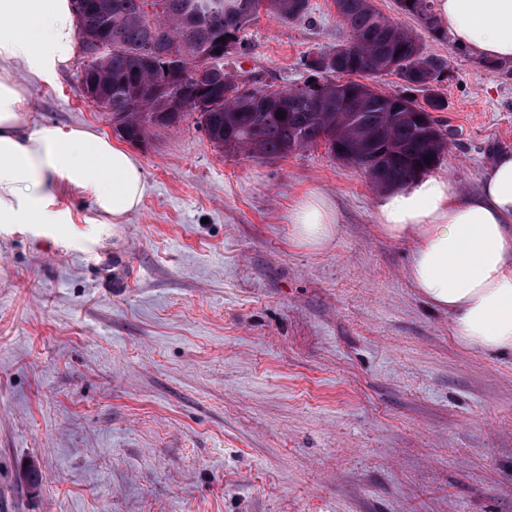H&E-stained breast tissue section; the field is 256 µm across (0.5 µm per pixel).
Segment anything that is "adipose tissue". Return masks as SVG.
Returning <instances> with one entry per match:
<instances>
[{"label": "adipose tissue", "mask_w": 512, "mask_h": 512, "mask_svg": "<svg viewBox=\"0 0 512 512\" xmlns=\"http://www.w3.org/2000/svg\"><path fill=\"white\" fill-rule=\"evenodd\" d=\"M439 23L482 61L512 64V0H436ZM71 0H0V224H69L64 192L88 198L101 224L137 212L148 184L138 157L83 127L48 128L24 112L16 77L50 81L76 56ZM379 230L409 241L407 276L453 334L488 355H512V151L492 154L471 190L437 173L377 197ZM294 240L315 251L334 240L337 213L321 194L289 216Z\"/></svg>", "instance_id": "adipose-tissue-1"}]
</instances>
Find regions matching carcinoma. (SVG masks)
I'll return each instance as SVG.
<instances>
[{"label":"carcinoma","mask_w":512,"mask_h":512,"mask_svg":"<svg viewBox=\"0 0 512 512\" xmlns=\"http://www.w3.org/2000/svg\"><path fill=\"white\" fill-rule=\"evenodd\" d=\"M84 79L94 84L121 137L133 142L153 127L189 119L224 154L277 160L323 145L349 158L378 188L407 185L435 168L448 144L434 116L447 108L439 92L448 65L425 53L420 36L380 13L372 0H335L354 42L306 57L314 78L304 87L241 86L224 71V56L260 13L288 24L307 16L308 0H73ZM434 37L435 0H398ZM111 41L99 53L100 39ZM200 69L214 75L208 109L168 112L164 95H190ZM395 74L406 90L383 91L361 82ZM284 114L281 119L278 114Z\"/></svg>","instance_id":"cac0c4a2"}]
</instances>
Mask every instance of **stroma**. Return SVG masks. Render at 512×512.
Listing matches in <instances>:
<instances>
[{
	"instance_id": "obj_1",
	"label": "stroma",
	"mask_w": 512,
	"mask_h": 512,
	"mask_svg": "<svg viewBox=\"0 0 512 512\" xmlns=\"http://www.w3.org/2000/svg\"><path fill=\"white\" fill-rule=\"evenodd\" d=\"M242 39L225 70L282 89L348 32L309 0ZM423 45L448 63L437 170L474 188L512 149V68ZM80 70L26 81V112L115 136ZM132 150L149 190L126 223L73 193V223L0 225V512H512V356L412 288L359 169L321 145L227 157L191 122ZM312 192L338 213L324 252L291 236Z\"/></svg>"
}]
</instances>
